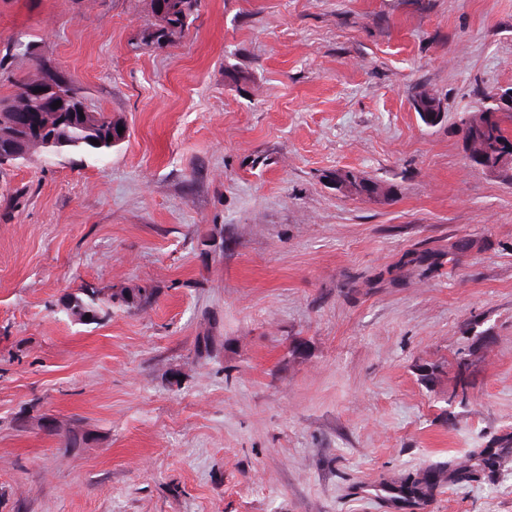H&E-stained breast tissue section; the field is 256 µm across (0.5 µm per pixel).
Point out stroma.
I'll return each instance as SVG.
<instances>
[{
	"mask_svg": "<svg viewBox=\"0 0 512 512\" xmlns=\"http://www.w3.org/2000/svg\"><path fill=\"white\" fill-rule=\"evenodd\" d=\"M149 3L0 0V100L43 65L126 128L0 172V512H512V181L459 131L512 0H199L161 44ZM88 284L155 301L87 324Z\"/></svg>",
	"mask_w": 512,
	"mask_h": 512,
	"instance_id": "1",
	"label": "stroma"
}]
</instances>
